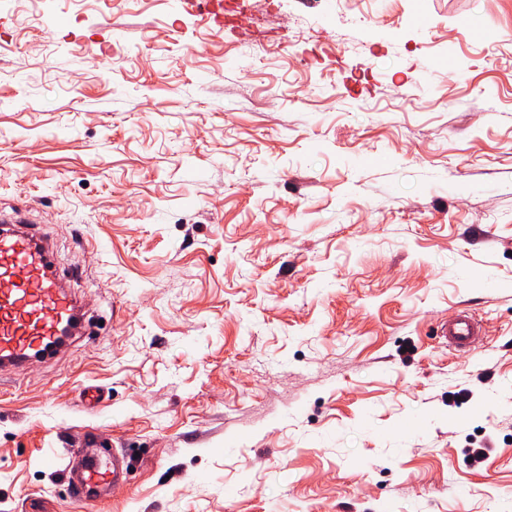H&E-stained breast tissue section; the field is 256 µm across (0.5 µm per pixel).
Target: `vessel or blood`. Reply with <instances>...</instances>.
Returning a JSON list of instances; mask_svg holds the SVG:
<instances>
[{"label": "vessel or blood", "instance_id": "vessel-or-blood-1", "mask_svg": "<svg viewBox=\"0 0 512 512\" xmlns=\"http://www.w3.org/2000/svg\"><path fill=\"white\" fill-rule=\"evenodd\" d=\"M183 5L204 6L219 28L237 24L221 0H183ZM91 327L90 312L70 277L55 267L51 235L32 222L27 210L0 212V378L17 365L64 354ZM442 333L463 348L472 343L477 324L462 314ZM66 457L62 474L76 498L100 500L120 487L118 472L94 435H83Z\"/></svg>", "mask_w": 512, "mask_h": 512}]
</instances>
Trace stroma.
<instances>
[{"mask_svg":"<svg viewBox=\"0 0 512 512\" xmlns=\"http://www.w3.org/2000/svg\"><path fill=\"white\" fill-rule=\"evenodd\" d=\"M261 9L0 14V210L100 319L0 383V512H512V0ZM181 2L185 8H194L204 5V12L219 28L223 29L228 26L237 27V18L235 15L225 12L224 6L221 2L213 0H183ZM477 324L470 316L461 314L448 322V326L442 329L444 336L458 348L470 345L477 334ZM99 448L94 435L84 434L78 448L66 450L68 460L61 473L76 498L102 500L122 484L113 457L111 465Z\"/></svg>","mask_w":512,"mask_h":512,"instance_id":"1","label":"stroma"}]
</instances>
